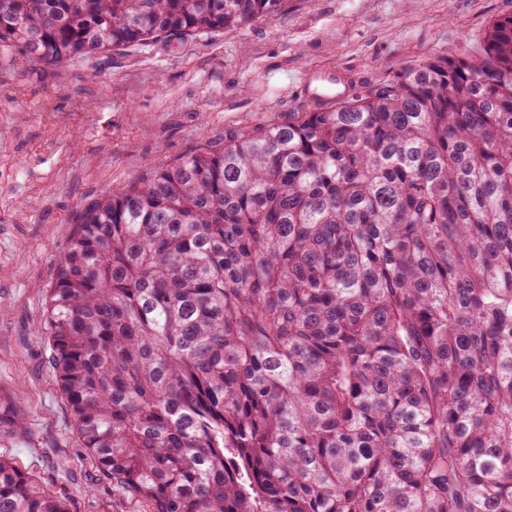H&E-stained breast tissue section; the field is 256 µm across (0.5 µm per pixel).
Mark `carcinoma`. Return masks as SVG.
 <instances>
[{
	"label": "carcinoma",
	"instance_id": "obj_1",
	"mask_svg": "<svg viewBox=\"0 0 512 512\" xmlns=\"http://www.w3.org/2000/svg\"><path fill=\"white\" fill-rule=\"evenodd\" d=\"M283 3L0 0V50L107 60ZM45 313L82 447L146 512H512V13L145 168L80 211ZM0 512L70 508L0 458Z\"/></svg>",
	"mask_w": 512,
	"mask_h": 512
}]
</instances>
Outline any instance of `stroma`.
<instances>
[{
  "mask_svg": "<svg viewBox=\"0 0 512 512\" xmlns=\"http://www.w3.org/2000/svg\"><path fill=\"white\" fill-rule=\"evenodd\" d=\"M512 0H285L251 26L158 42L58 67L0 51V393L23 410L0 455L71 512H145L118 495L82 447L43 336L45 289L75 215L230 128L303 110L295 82L311 64L354 84L397 79L428 55L479 46Z\"/></svg>",
  "mask_w": 512,
  "mask_h": 512,
  "instance_id": "1",
  "label": "stroma"
}]
</instances>
